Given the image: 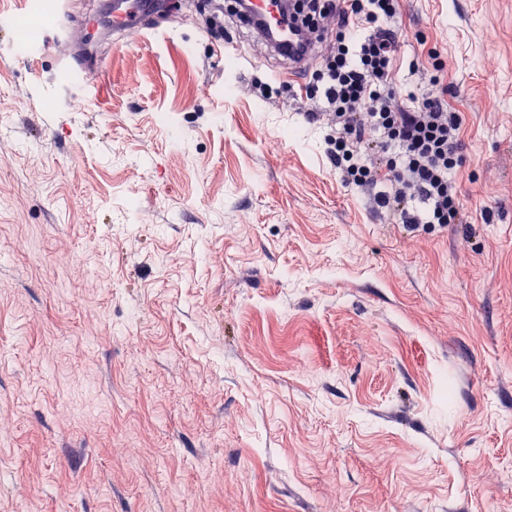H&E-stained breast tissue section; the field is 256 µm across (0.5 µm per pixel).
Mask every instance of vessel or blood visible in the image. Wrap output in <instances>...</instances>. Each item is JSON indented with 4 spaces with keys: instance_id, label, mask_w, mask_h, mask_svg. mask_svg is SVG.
<instances>
[{
    "instance_id": "b4317fda",
    "label": "vessel or blood",
    "mask_w": 512,
    "mask_h": 512,
    "mask_svg": "<svg viewBox=\"0 0 512 512\" xmlns=\"http://www.w3.org/2000/svg\"><path fill=\"white\" fill-rule=\"evenodd\" d=\"M252 2L264 16L263 36L287 57L289 73L302 70L306 58L301 54V36L296 30H285L279 10L281 0ZM155 9V0H109L104 10L86 15L80 24L66 20L56 24L50 32V40L63 52L69 71L82 76L89 70L84 49L91 37L109 36L117 44L126 43L130 38L146 37L155 29L152 22Z\"/></svg>"
}]
</instances>
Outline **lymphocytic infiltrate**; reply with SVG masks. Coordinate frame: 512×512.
Listing matches in <instances>:
<instances>
[{
    "instance_id": "lymphocytic-infiltrate-1",
    "label": "lymphocytic infiltrate",
    "mask_w": 512,
    "mask_h": 512,
    "mask_svg": "<svg viewBox=\"0 0 512 512\" xmlns=\"http://www.w3.org/2000/svg\"><path fill=\"white\" fill-rule=\"evenodd\" d=\"M398 0H298L284 16L310 44L336 23V49L317 74L318 116L334 126L327 154L378 210L416 227L455 223L462 118L443 91L407 105L391 86Z\"/></svg>"
}]
</instances>
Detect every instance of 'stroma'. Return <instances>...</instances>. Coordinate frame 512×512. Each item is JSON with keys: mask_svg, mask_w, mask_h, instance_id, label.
Returning a JSON list of instances; mask_svg holds the SVG:
<instances>
[{"mask_svg": "<svg viewBox=\"0 0 512 512\" xmlns=\"http://www.w3.org/2000/svg\"><path fill=\"white\" fill-rule=\"evenodd\" d=\"M177 2L80 80L0 0V512H512V0H399L463 118L431 233L330 163L319 58Z\"/></svg>", "mask_w": 512, "mask_h": 512, "instance_id": "stroma-1", "label": "stroma"}]
</instances>
